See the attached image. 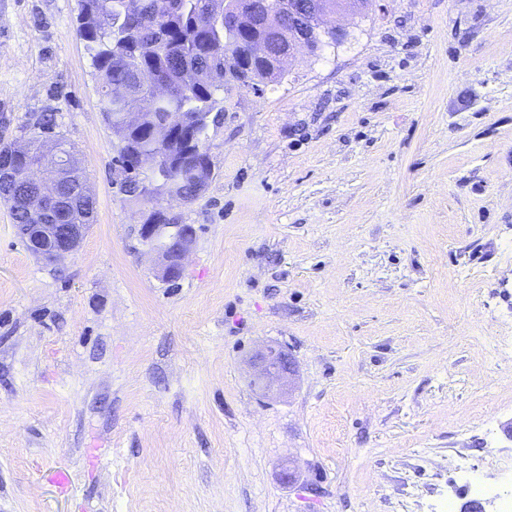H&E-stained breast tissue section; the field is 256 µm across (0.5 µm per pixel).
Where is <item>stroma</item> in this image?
Segmentation results:
<instances>
[{
    "mask_svg": "<svg viewBox=\"0 0 512 512\" xmlns=\"http://www.w3.org/2000/svg\"><path fill=\"white\" fill-rule=\"evenodd\" d=\"M79 12L0 0V141L51 119L96 199L56 266L0 201V512H460L469 473L512 493V0H373L279 82L218 92L187 205L113 188ZM154 209L197 231L173 283L138 236ZM266 345L287 394L253 381ZM251 365L254 368L256 380L266 390L276 387L281 389L293 372L292 358L282 350L264 347L258 350Z\"/></svg>",
    "mask_w": 512,
    "mask_h": 512,
    "instance_id": "35a3bbf8",
    "label": "stroma"
}]
</instances>
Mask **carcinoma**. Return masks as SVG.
Listing matches in <instances>:
<instances>
[{"instance_id": "cac0c4a2", "label": "carcinoma", "mask_w": 512, "mask_h": 512, "mask_svg": "<svg viewBox=\"0 0 512 512\" xmlns=\"http://www.w3.org/2000/svg\"><path fill=\"white\" fill-rule=\"evenodd\" d=\"M283 0H250L257 22L248 32L224 28V22L209 16L211 0H143L138 15H125L122 23L112 25V16L121 14L123 0H109L104 18L82 34L102 94V112L108 128L121 132L120 114L128 111L130 101L112 98V86L133 82L138 92L145 84L162 80L168 83L166 96L156 99L152 115L144 125L123 135L125 149L133 154L155 153L161 143L154 129L164 124L181 127L180 140L173 148L179 162L164 173L175 194L196 199L197 184L211 178L207 161L196 152L183 155L186 134L206 143L215 94L228 82L250 85L283 76L279 53L288 45V28L270 31L262 23L265 10ZM255 40L273 44V54L254 62L241 57L246 45ZM28 187L21 182L14 188L10 203L13 220L22 224ZM83 222L93 223L95 199L81 193L73 200Z\"/></svg>"}]
</instances>
